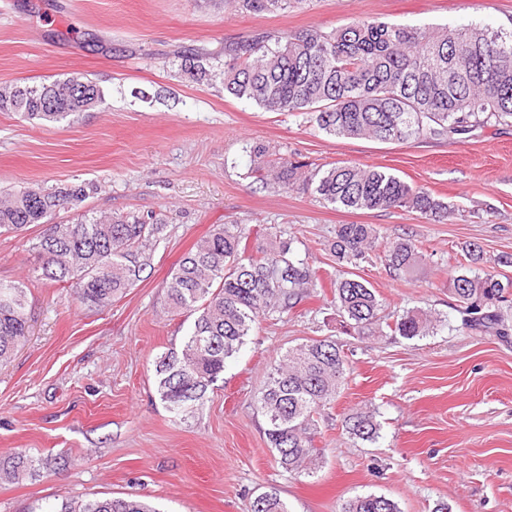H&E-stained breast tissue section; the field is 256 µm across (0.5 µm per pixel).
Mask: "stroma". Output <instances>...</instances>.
<instances>
[{"label":"stroma","mask_w":512,"mask_h":512,"mask_svg":"<svg viewBox=\"0 0 512 512\" xmlns=\"http://www.w3.org/2000/svg\"><path fill=\"white\" fill-rule=\"evenodd\" d=\"M364 19L506 27L512 0H301L263 15L198 0H0V85L81 72L105 98L71 124L0 112V188L91 182L96 193L64 205L54 223L155 212L167 225L141 280L104 310L35 280L42 225L0 234V282L28 283L31 312L27 340L0 366V459L20 452L44 463L35 479L0 478V512L112 496L159 512H251L271 488L290 512H339L371 493L400 512H434L440 502L451 512H512V334L462 328L449 287L466 245L482 247L492 273L512 255V125L462 142L334 137L180 71L184 55H220L263 31L329 32ZM257 145L311 169L383 168L458 213L441 224L263 187L251 172ZM218 224L291 240L294 257L319 268L320 285L291 311L261 315L204 403L176 419L157 393L154 363L181 350L193 321L169 310L166 282ZM340 224L411 238L425 259L410 277L391 276L376 256L353 272L375 288L385 316L420 308L446 326L414 339L346 326L329 288L336 260L327 242ZM327 337L343 347L346 379L318 419L316 473L291 476L275 461L257 399L286 349ZM365 408L380 425L373 442L344 429Z\"/></svg>","instance_id":"1"}]
</instances>
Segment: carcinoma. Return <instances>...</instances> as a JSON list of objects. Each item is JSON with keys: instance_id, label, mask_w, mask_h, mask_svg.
I'll list each match as a JSON object with an SVG mask.
<instances>
[{"instance_id": "cac0c4a2", "label": "carcinoma", "mask_w": 512, "mask_h": 512, "mask_svg": "<svg viewBox=\"0 0 512 512\" xmlns=\"http://www.w3.org/2000/svg\"><path fill=\"white\" fill-rule=\"evenodd\" d=\"M249 14L285 11L302 0H231ZM193 79L218 78L228 95L268 111L306 114L317 128L338 137L382 142L411 138L462 140L485 125L512 121V31L478 25L433 30L384 22L358 21L324 32H266L224 47V67L181 63ZM104 94L80 72L39 83L0 87V112H16L46 122L73 121L88 112L83 89ZM255 172L282 189L312 187L329 205L352 210L408 208L446 223L455 209L399 176L377 168L343 164L304 171L285 158L268 160L253 150ZM98 187L92 183L51 189L19 187L0 194V233L44 224L37 249L43 258L38 280L70 284L75 300L105 309L140 280L142 259L163 233L164 219L146 216H86L74 224H50L63 205L82 202ZM250 231L219 224L196 243L171 271V308L194 317L180 352L155 363L157 392L178 416L203 403L208 388L239 353L265 311H290L317 286L318 271L292 256L291 242L270 241L248 253ZM382 248L381 259L398 276L414 271L424 254L409 238L382 240L372 224H338L330 253L341 266L355 267ZM482 251L469 245L464 262L450 279L460 303L462 326L499 336L508 334L501 308L512 304V278L479 271ZM336 307L354 329H388L408 339L427 336L442 320L408 310L389 323L380 316L376 291L344 271L331 282ZM28 287L0 283V365L10 361L28 335ZM344 351L330 338L290 347L268 377L258 398L266 435L277 464L293 475L309 474L320 454L314 445L316 418L336 398L346 379ZM346 432L362 441L378 437L374 412L345 417ZM35 460L17 454L0 466V475L23 481L37 475ZM46 512H156L135 497L65 499ZM252 512H290L272 488L255 497ZM340 512H399L397 504L374 494L356 496Z\"/></svg>"}]
</instances>
